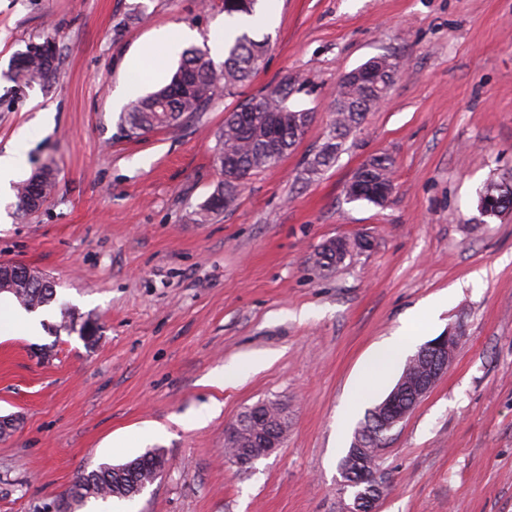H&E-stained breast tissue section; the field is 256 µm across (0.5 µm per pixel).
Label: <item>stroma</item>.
<instances>
[{
	"mask_svg": "<svg viewBox=\"0 0 512 512\" xmlns=\"http://www.w3.org/2000/svg\"><path fill=\"white\" fill-rule=\"evenodd\" d=\"M223 20L222 0H0V152L28 128L26 174H57L40 210L12 201L0 220V263L57 293L39 336L0 335V418L20 419L0 437V512H53L81 473L150 448L168 468L131 512H343L340 411L356 399L368 413L451 327L464 338L447 371L377 451L374 512H512V214L479 211L486 185L512 175V0H278L248 86L179 130L127 137L112 108L126 58L166 27L207 45ZM48 38L57 77L17 88L13 56ZM382 55L403 63L386 100L308 176L343 76ZM286 79L289 106L313 114L306 134L198 222L226 113ZM379 154L395 162L390 197L350 200ZM359 236L371 248L333 275L314 267L324 241ZM442 294L405 356L359 386ZM72 316L94 322L92 343L61 329ZM257 356L263 369L212 384ZM267 400L287 404L288 437L240 470L224 432ZM414 323H407L402 329L401 336L388 341L381 352L371 361L367 369V375L372 376L377 373L384 375L391 365L395 362L401 350L406 346L414 332Z\"/></svg>",
	"mask_w": 512,
	"mask_h": 512,
	"instance_id": "obj_1",
	"label": "stroma"
}]
</instances>
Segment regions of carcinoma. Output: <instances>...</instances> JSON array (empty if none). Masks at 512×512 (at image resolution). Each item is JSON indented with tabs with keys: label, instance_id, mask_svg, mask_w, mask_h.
I'll return each instance as SVG.
<instances>
[{
	"label": "carcinoma",
	"instance_id": "obj_1",
	"mask_svg": "<svg viewBox=\"0 0 512 512\" xmlns=\"http://www.w3.org/2000/svg\"><path fill=\"white\" fill-rule=\"evenodd\" d=\"M258 0H224V14L251 15ZM268 49L267 39H257L253 30H239L224 42V61L215 65L208 48L191 46L183 50L178 69L169 83L131 103L122 115V125L130 137L157 128H180L199 118L219 90L229 94L250 82ZM57 73V52L41 53L30 45L17 53L11 63L10 78L19 87L45 83ZM293 82L283 80L263 95L253 97L227 113L217 133L215 161L222 180L205 201L200 215L224 211L235 199L242 183L253 174L276 167L295 147L312 121V113L288 106ZM380 101L379 93L364 83L346 78L341 81L335 100L332 128L320 149L308 159L311 176L330 167L342 151L346 138L359 128L367 113ZM394 161L387 155L375 156L354 175L357 181L370 180L392 185ZM48 170L34 173L18 193L19 208L34 212L29 203L33 189L48 196L56 187ZM491 200L485 211L496 216L512 208V183L492 184L483 192ZM0 292L12 294L29 311L48 305L55 297L49 278L21 263L0 264ZM274 403L252 413V418L267 416L288 431V413L273 411ZM164 458L151 449L121 464L101 463L77 477L67 498L58 503L57 512H74L90 499L130 500L157 480Z\"/></svg>",
	"mask_w": 512,
	"mask_h": 512
}]
</instances>
